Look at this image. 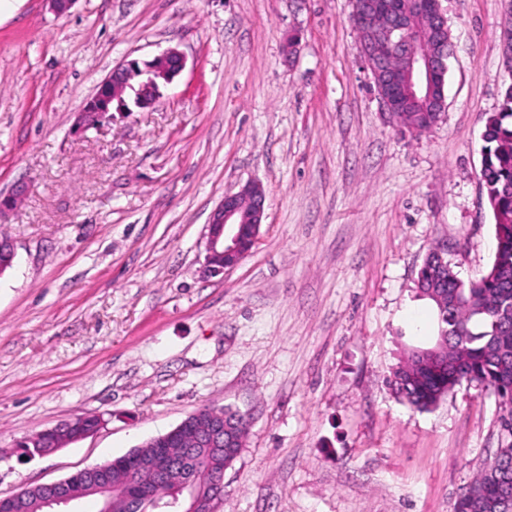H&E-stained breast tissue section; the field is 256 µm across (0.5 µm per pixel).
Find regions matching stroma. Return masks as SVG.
Here are the masks:
<instances>
[{"label": "stroma", "mask_w": 512, "mask_h": 512, "mask_svg": "<svg viewBox=\"0 0 512 512\" xmlns=\"http://www.w3.org/2000/svg\"><path fill=\"white\" fill-rule=\"evenodd\" d=\"M454 36L446 110L389 121L351 0H47L0 13V498L122 455L203 407L249 417L218 512H453L501 444L494 397L463 383L429 412L393 396L431 346L417 273L436 245L463 280L491 266L479 181L498 111L501 0H441ZM297 37L286 55L288 37ZM185 57L151 108L77 135L125 60ZM256 181L251 253L205 278L207 223ZM79 415L89 437L23 458Z\"/></svg>", "instance_id": "obj_1"}]
</instances>
